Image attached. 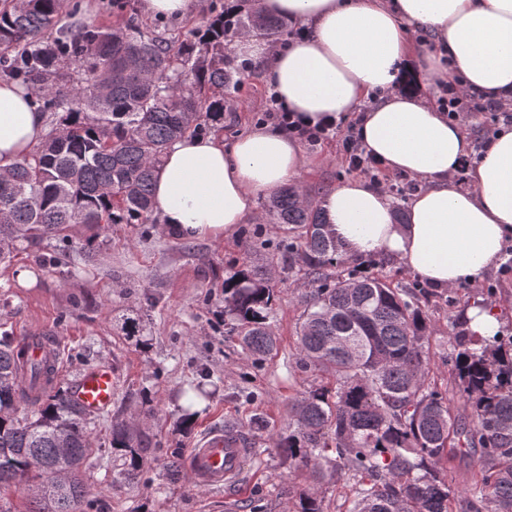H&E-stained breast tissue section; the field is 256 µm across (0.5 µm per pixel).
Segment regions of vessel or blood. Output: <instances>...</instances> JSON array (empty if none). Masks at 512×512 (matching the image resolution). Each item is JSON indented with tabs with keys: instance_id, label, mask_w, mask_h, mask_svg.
Listing matches in <instances>:
<instances>
[{
	"instance_id": "obj_1",
	"label": "vessel or blood",
	"mask_w": 512,
	"mask_h": 512,
	"mask_svg": "<svg viewBox=\"0 0 512 512\" xmlns=\"http://www.w3.org/2000/svg\"><path fill=\"white\" fill-rule=\"evenodd\" d=\"M61 337L50 335L31 344L33 358L60 363ZM114 396V374L110 367L96 366L85 371L69 392L70 399L83 411L97 414L111 407ZM251 445L238 430L214 429L206 433L195 448L190 449L189 470L201 487L221 489L237 485Z\"/></svg>"
}]
</instances>
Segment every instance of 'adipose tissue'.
I'll list each match as a JSON object with an SVG mask.
<instances>
[{
	"label": "adipose tissue",
	"instance_id": "1",
	"mask_svg": "<svg viewBox=\"0 0 512 512\" xmlns=\"http://www.w3.org/2000/svg\"><path fill=\"white\" fill-rule=\"evenodd\" d=\"M261 11L300 30L287 44L236 39L260 63L279 102L303 123L359 114L364 146L386 171L422 188L397 223L391 198L354 178L322 200L343 259L381 255L432 287H480L512 241V127L471 160L468 119L449 120L442 84L460 81L489 98L512 96V0H260ZM432 43L418 53L417 37ZM45 116L32 96L0 83V172L42 140ZM468 167V186L454 175ZM308 165L296 136L264 125L225 142L185 135L169 144L154 176V210L165 229L222 239L258 218L272 195Z\"/></svg>",
	"mask_w": 512,
	"mask_h": 512
}]
</instances>
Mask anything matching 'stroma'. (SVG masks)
<instances>
[{
  "label": "stroma",
  "mask_w": 512,
  "mask_h": 512,
  "mask_svg": "<svg viewBox=\"0 0 512 512\" xmlns=\"http://www.w3.org/2000/svg\"><path fill=\"white\" fill-rule=\"evenodd\" d=\"M270 90L258 66L244 73L236 104L224 113V136L233 139L268 124ZM310 160L297 183L314 199L354 177L336 140L306 147ZM72 244L58 256L53 242L21 250L11 265H0V329L23 336L49 327L64 336L62 386L74 384L88 368L111 367L115 377L112 406L89 426L93 447H109L112 421L134 422L152 457L187 456L208 430L227 423L240 425L252 417L266 421L250 431L255 450L245 474L232 491H210L192 479L170 480L153 470L136 483L114 479L116 463L87 467L91 494L85 512H292L300 496L318 492L322 512H346L353 483L326 471L313 480L309 469L290 463L275 443L288 428V402L322 384L319 375L296 364V330L303 311L301 291L284 280L273 249L282 232L266 222L241 224L221 240L175 236L159 224H108L90 232L80 224L68 229ZM267 268L276 283L271 325L276 352L259 365L242 353L239 338L224 323V280L243 268ZM35 275L21 285L16 274ZM486 285L431 288L429 339L430 381L460 407L448 340L449 320H462L465 310L491 300L503 328L512 329V271L493 268ZM494 294H487L486 286ZM139 322L138 336L121 329L125 317ZM202 389L207 398L192 422L183 423V393Z\"/></svg>",
  "instance_id": "stroma-1"
}]
</instances>
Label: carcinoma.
Wrapping results in <instances>:
<instances>
[{"label": "carcinoma", "mask_w": 512, "mask_h": 512, "mask_svg": "<svg viewBox=\"0 0 512 512\" xmlns=\"http://www.w3.org/2000/svg\"><path fill=\"white\" fill-rule=\"evenodd\" d=\"M113 0L116 20L73 28L64 0H0V82L25 88L48 129L0 180V263L17 243L70 224H153L152 185L167 146L186 132L224 124L241 73L227 46L252 30L288 35L285 22L211 0L209 15L183 33H161ZM288 235L283 269L302 280L297 364L327 382L289 401L278 448L317 476L334 453L357 477L349 512H452L455 491L439 475L449 450L479 454L468 512H512V336L449 333L453 372L467 419L426 384L431 317L417 283L396 284L371 258L339 268L324 211L294 186L263 204ZM275 288L260 270L224 279V317L245 357L277 348L270 324ZM89 419L52 369L0 333V489L39 480L34 512H84L81 472L92 455ZM118 479L152 469L128 424L112 423ZM422 474L417 476L415 471Z\"/></svg>", "instance_id": "obj_1"}]
</instances>
